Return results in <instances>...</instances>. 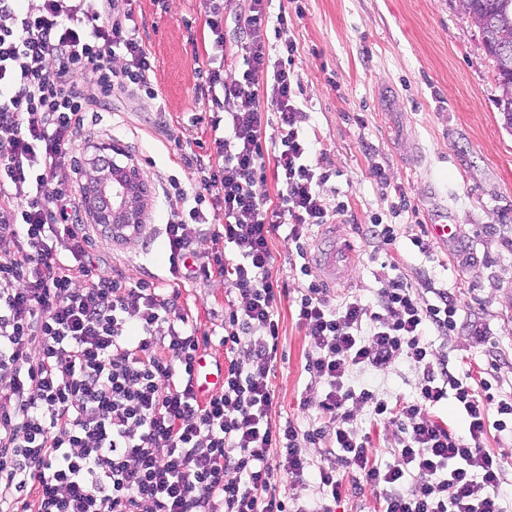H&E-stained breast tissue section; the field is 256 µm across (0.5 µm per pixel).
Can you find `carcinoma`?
Segmentation results:
<instances>
[{"instance_id":"cac0c4a2","label":"carcinoma","mask_w":512,"mask_h":512,"mask_svg":"<svg viewBox=\"0 0 512 512\" xmlns=\"http://www.w3.org/2000/svg\"><path fill=\"white\" fill-rule=\"evenodd\" d=\"M463 9L484 23L481 42L495 63L498 82L512 84V50L503 51L499 42L500 34L512 35V0H463Z\"/></svg>"}]
</instances>
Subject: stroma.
I'll list each match as a JSON object with an SVG mask.
<instances>
[{
	"mask_svg": "<svg viewBox=\"0 0 512 512\" xmlns=\"http://www.w3.org/2000/svg\"><path fill=\"white\" fill-rule=\"evenodd\" d=\"M133 9L139 37L154 58L153 81L164 109L117 91L90 114L87 133L99 146L120 143L143 171L146 236L118 243L100 226L86 224L91 251L113 272L155 278L177 291L179 309L210 334L208 350L220 360L224 280L173 279L161 236L168 203L160 181L172 175L193 185L184 154L216 152L206 122L212 93L195 60L210 47L205 0H135ZM282 10L291 18L288 36L297 46L292 68L308 131L332 171L326 190L347 205L336 235L357 248L336 293L373 299L381 264L394 255L400 276L425 299L445 289L459 301L457 330L435 340L449 370L488 369L497 394L512 395V129L497 108L502 89L477 28L453 0H272L271 14ZM378 167L387 184L377 183ZM402 195L410 207L397 217L392 209ZM442 212L456 225L458 239L435 243L432 257H423L411 238L429 231ZM377 216L397 225L396 244L386 250L362 232ZM279 313L272 417L304 427L309 419L299 401L311 384L304 369L307 339L290 300L282 301ZM475 325L488 339L472 334ZM352 381L408 397L418 374L398 362Z\"/></svg>",
	"mask_w": 512,
	"mask_h": 512,
	"instance_id": "stroma-1",
	"label": "stroma"
}]
</instances>
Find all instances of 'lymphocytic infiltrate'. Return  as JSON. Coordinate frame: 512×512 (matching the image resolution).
<instances>
[{
	"label": "lymphocytic infiltrate",
	"mask_w": 512,
	"mask_h": 512,
	"mask_svg": "<svg viewBox=\"0 0 512 512\" xmlns=\"http://www.w3.org/2000/svg\"><path fill=\"white\" fill-rule=\"evenodd\" d=\"M250 0L235 35L221 0H206L216 50L233 41L239 74L207 70L217 112V158L197 164L195 191L174 179L163 235L170 274L218 275L224 309V381L198 395L193 372L206 337L169 294L143 278L115 277L89 253L82 172L70 161L88 114L120 90L151 101V55L119 0H0V512H335L350 487L375 491L379 512H507L501 454L491 430L512 401L486 377L454 375L433 339L458 323L450 292L424 299L389 260L375 301L330 296L305 263L313 226L346 210L330 204L326 154L304 128L288 14ZM272 126L273 141L262 129ZM282 188L263 191L267 167ZM223 194L210 223L207 191ZM301 263L293 300L305 330V370L319 390L300 401L308 428L273 421L270 381L286 290L271 272L280 228ZM421 378L413 397L355 388L354 374L396 361ZM455 399L465 428L435 408ZM396 426L394 460L378 459L361 413ZM329 441L320 461L308 445ZM286 489L271 483L273 470ZM317 492H297L306 474Z\"/></svg>",
	"instance_id": "1"
}]
</instances>
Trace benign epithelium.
Segmentation results:
<instances>
[{
  "label": "benign epithelium",
  "mask_w": 512,
  "mask_h": 512,
  "mask_svg": "<svg viewBox=\"0 0 512 512\" xmlns=\"http://www.w3.org/2000/svg\"><path fill=\"white\" fill-rule=\"evenodd\" d=\"M121 155L123 149L117 143L99 148L98 158L86 171L84 212L88 223L129 240L133 229L144 223L147 191L137 165L117 164L116 157Z\"/></svg>",
  "instance_id": "7a95c632"
}]
</instances>
